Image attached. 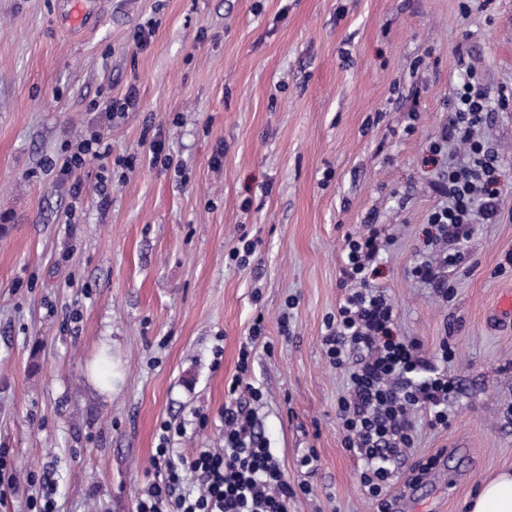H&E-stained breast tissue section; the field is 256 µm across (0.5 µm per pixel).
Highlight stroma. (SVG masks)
<instances>
[{"label":"stroma","mask_w":512,"mask_h":512,"mask_svg":"<svg viewBox=\"0 0 512 512\" xmlns=\"http://www.w3.org/2000/svg\"><path fill=\"white\" fill-rule=\"evenodd\" d=\"M56 2L0 0V448L55 486L57 512H134L162 422L185 424L183 454L221 447L259 317L257 430L309 487L288 512H374L323 342L345 239L371 224L393 238L376 282L399 334L454 354L450 425L416 418L393 512H462L512 469V0H88L94 20L71 26ZM469 69L500 213L444 301L407 271L429 253L459 155L431 144ZM132 87L137 107L107 112ZM94 133L108 157L61 175ZM154 139L170 165L151 164ZM244 239L254 255L231 257Z\"/></svg>","instance_id":"stroma-1"}]
</instances>
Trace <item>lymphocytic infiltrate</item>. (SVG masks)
Segmentation results:
<instances>
[{
    "label": "lymphocytic infiltrate",
    "mask_w": 512,
    "mask_h": 512,
    "mask_svg": "<svg viewBox=\"0 0 512 512\" xmlns=\"http://www.w3.org/2000/svg\"><path fill=\"white\" fill-rule=\"evenodd\" d=\"M489 119L484 87L476 74H469L432 146L437 152L454 141L463 145L466 156L463 164L448 169L442 188L446 203L427 217L429 244L440 260L435 265L424 260L408 270L442 297L448 294V270L464 261L463 245L476 221L494 220L499 213L498 154L476 135ZM389 242L374 225L367 234L347 237L342 274L349 290L324 339L331 365L348 373L349 393L338 403V419L346 448L363 462L360 483L375 512H390L387 484L395 463L413 446L414 413L425 415L430 427H447L452 392L445 368L426 357L418 340L398 334L394 308L374 282L375 263ZM262 331L261 324L251 327L227 386L233 400L222 413L223 447L184 455L170 445L182 426L163 422L152 456L154 477L138 497L135 512H288L294 489L242 402L259 396L250 380V345Z\"/></svg>",
    "instance_id": "f902f5d3"
}]
</instances>
